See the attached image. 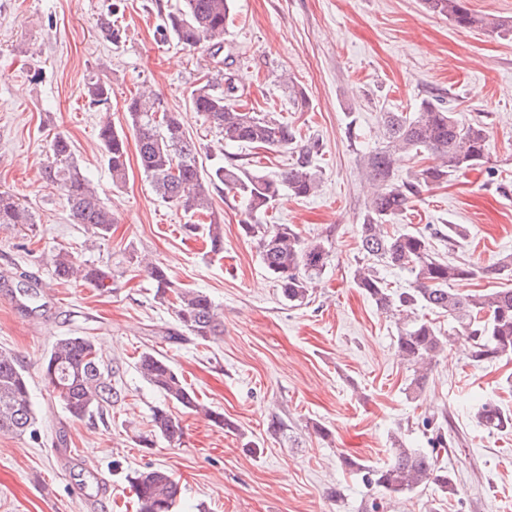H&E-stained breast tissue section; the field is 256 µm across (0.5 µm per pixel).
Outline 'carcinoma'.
<instances>
[{"label":"carcinoma","instance_id":"cac0c4a2","mask_svg":"<svg viewBox=\"0 0 512 512\" xmlns=\"http://www.w3.org/2000/svg\"><path fill=\"white\" fill-rule=\"evenodd\" d=\"M425 8L448 18L462 29L480 28L501 35L512 32V21L494 15H479L467 6V0H423ZM233 0H182V5L167 17L165 31L185 46L207 43L221 49L232 17ZM236 86L229 82L217 92L211 81L196 85L190 92L193 109L201 113L226 145L255 144L264 148L289 151L293 163L279 175L269 178L252 174L236 164L220 165L204 173L198 164L199 147L187 136L175 113L168 111L159 95L144 87L127 105L128 124L138 146V163L145 179L163 200L191 214H212L209 187L222 185L246 202L249 221L241 225L246 236L254 239L264 269L280 289L285 300L301 306L311 296L314 280L329 262V251L317 241H307L291 224H264L261 216L283 194L308 197L320 181L317 159L319 141L302 139L300 133L269 114L247 112L236 103ZM90 105L109 110L111 88L99 79L87 86ZM381 121L388 145L364 155L363 169L370 187L369 199L359 225V246L367 263L357 267L355 286L371 298L378 308L402 316L396 348L404 361L414 366L412 385L422 387L428 369L444 352L448 337L417 310L428 309L448 316V333L465 336L469 341L468 359L475 365L512 358V288H490L462 294L450 284L471 280L478 275L501 276L512 272V256L486 267L455 264L434 256L426 235L390 227L403 215L408 204L423 189L439 185L484 162L489 152V133L480 124L461 125L452 112L430 100H422L415 111L384 112ZM99 137L112 182L126 176V135L106 123ZM427 153L435 164L398 178L396 165L404 156ZM47 179L62 191L74 223L83 224L93 237L106 240L116 223L112 209L105 206L91 180L76 163L71 145L63 136L49 145ZM33 225L35 215L12 194L0 191V226ZM210 252L224 251L221 225L210 224ZM129 262L144 264L160 297L173 306L182 331L207 341L224 333V323L212 299L203 291L178 288L166 266L143 262L132 253ZM55 277L63 282L81 278L93 287L112 290V272L89 266L78 253L65 248L52 255ZM405 270L412 287H389L379 267ZM139 375L164 399L151 414V432L168 447L182 444L185 430L181 419L165 405L171 401L199 412L205 411L213 422L224 424V414L204 409L194 391L156 351H144L136 360ZM42 375L45 387L75 420L95 411L112 407L120 399L112 384L114 372L105 365L94 340L88 336L59 339L46 357ZM477 419L494 429H512V413L488 400L476 412ZM37 416L30 385L19 357L0 350V432L16 435L36 431ZM342 467L362 472V480L392 495L413 491L429 483L445 492L455 491L448 472L437 466L434 455L418 448L400 445L392 449L390 462L382 467L364 466L344 457ZM138 512H173L181 494L179 480L164 468L137 470L129 476Z\"/></svg>","mask_w":512,"mask_h":512}]
</instances>
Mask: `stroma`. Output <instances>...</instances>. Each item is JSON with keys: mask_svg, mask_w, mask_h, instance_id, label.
I'll use <instances>...</instances> for the list:
<instances>
[{"mask_svg": "<svg viewBox=\"0 0 512 512\" xmlns=\"http://www.w3.org/2000/svg\"><path fill=\"white\" fill-rule=\"evenodd\" d=\"M181 0H0V190L34 212V226L0 228V350L17 354L39 418L38 438L0 433V512H135L129 473L163 467L179 478L174 512H512V429L480 424L494 399L512 412V360L481 366L463 338L450 342L422 388L397 353L396 319L353 281L367 184L360 159L384 148V112H411L424 99L489 131L486 163L414 198L399 227L430 234L461 224L462 239L432 237L435 253L478 266L512 253V38L463 30L422 0H234L220 52L189 48L161 30ZM124 31L111 43L99 20ZM233 75L245 108L319 140L321 183L309 197L282 196L264 216L291 224L330 252L309 304L289 306L241 229L245 202L210 189L224 251L209 254L207 225L162 200L144 178L134 137L128 176L113 186L98 131L127 125L126 104L151 87L179 113L209 169L236 164L274 175L290 153L227 146L189 93L201 78L223 90ZM112 89L110 109L89 108L85 83ZM117 218L108 240L72 223L62 192L46 178L56 135ZM111 269L112 291L53 273L55 247ZM166 265L182 287L219 305L224 333L201 344L185 336L143 268L129 254ZM26 272L19 280L18 272ZM37 294L25 310L16 288ZM93 337L116 370L122 399L109 415L76 421L49 396L42 365L65 336ZM146 350L166 355L219 426L173 405L180 447L150 442L161 403L137 373ZM440 454L455 493L429 484L399 496L364 484L339 457L387 463L395 444Z\"/></svg>", "mask_w": 512, "mask_h": 512, "instance_id": "35a3bbf8", "label": "stroma"}]
</instances>
